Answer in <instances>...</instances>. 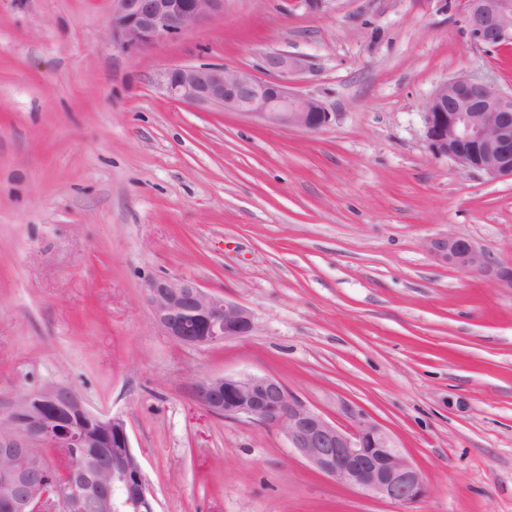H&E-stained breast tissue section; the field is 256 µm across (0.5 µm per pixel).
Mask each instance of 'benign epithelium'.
I'll return each instance as SVG.
<instances>
[{
    "label": "benign epithelium",
    "mask_w": 512,
    "mask_h": 512,
    "mask_svg": "<svg viewBox=\"0 0 512 512\" xmlns=\"http://www.w3.org/2000/svg\"><path fill=\"white\" fill-rule=\"evenodd\" d=\"M109 33L128 51H147L224 11V0H114ZM471 41L485 49L512 44V0H463ZM270 74L218 65L165 69L169 98L216 106L262 125L317 132L331 113L316 98L291 87L299 59L270 53ZM431 153L483 172L512 179V95L471 76L440 83L422 113ZM427 251L439 262L470 273H493L512 285V267L496 263L474 241L454 235L430 239ZM146 302L156 326L179 342L212 347L252 335L254 316L222 294L177 277L152 279ZM198 404L211 414L245 419L282 431L295 452L319 475L346 488L405 508L429 492L423 474L389 433L365 414L347 411L340 426L292 395L277 377L224 375L193 384ZM112 448V462L94 467L84 448ZM35 448H58L65 468L54 476L55 457L38 460ZM0 489L13 512H84L96 500L103 512H158L142 466L120 415L90 410L67 385L51 383L0 407Z\"/></svg>",
    "instance_id": "1"
}]
</instances>
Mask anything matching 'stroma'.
<instances>
[{
  "mask_svg": "<svg viewBox=\"0 0 512 512\" xmlns=\"http://www.w3.org/2000/svg\"><path fill=\"white\" fill-rule=\"evenodd\" d=\"M113 0H0V402L50 383L122 414L158 512H405L316 474L284 434L214 416L193 383L280 378L360 410L421 470L406 512H512V286L436 261L434 237L512 265V180L435 158L422 112L469 75L512 93V48L471 42L461 0H225L148 52L108 37ZM292 88L309 133L177 103L158 75L222 64ZM250 309L209 348L161 332L158 276Z\"/></svg>",
  "mask_w": 512,
  "mask_h": 512,
  "instance_id": "35a3bbf8",
  "label": "stroma"
}]
</instances>
